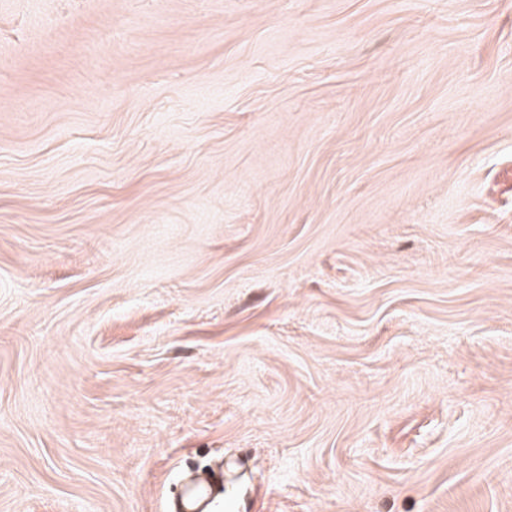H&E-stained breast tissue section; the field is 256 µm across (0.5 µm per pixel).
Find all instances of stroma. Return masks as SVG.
<instances>
[{"mask_svg":"<svg viewBox=\"0 0 512 512\" xmlns=\"http://www.w3.org/2000/svg\"><path fill=\"white\" fill-rule=\"evenodd\" d=\"M512 512V0H0V512ZM200 482H191L185 488L179 512H208L210 510L211 493L209 487L203 486L205 492L198 487Z\"/></svg>","mask_w":512,"mask_h":512,"instance_id":"stroma-1","label":"stroma"}]
</instances>
